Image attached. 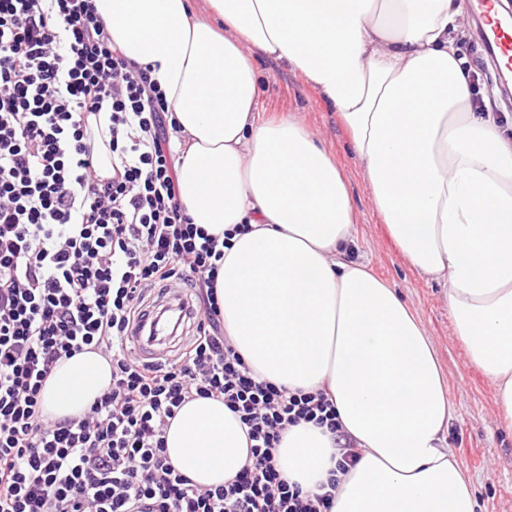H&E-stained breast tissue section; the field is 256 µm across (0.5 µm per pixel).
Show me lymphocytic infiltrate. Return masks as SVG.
<instances>
[{
	"mask_svg": "<svg viewBox=\"0 0 512 512\" xmlns=\"http://www.w3.org/2000/svg\"><path fill=\"white\" fill-rule=\"evenodd\" d=\"M108 113L100 178L89 117ZM162 90L112 42L93 0H0V512H330L336 485L282 478L288 427L337 432L328 393L291 392L248 368L224 334L217 236L192 224ZM192 288V344L166 366L128 338L148 288ZM100 352L110 387L83 417L52 420L41 390L60 360ZM220 398L251 460L200 487L165 455L183 403Z\"/></svg>",
	"mask_w": 512,
	"mask_h": 512,
	"instance_id": "1",
	"label": "lymphocytic infiltrate"
}]
</instances>
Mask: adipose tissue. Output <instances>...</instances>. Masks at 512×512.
Returning a JSON list of instances; mask_svg holds the SVG:
<instances>
[{"label":"adipose tissue","instance_id":"adipose-tissue-1","mask_svg":"<svg viewBox=\"0 0 512 512\" xmlns=\"http://www.w3.org/2000/svg\"><path fill=\"white\" fill-rule=\"evenodd\" d=\"M94 0L113 42L147 68L182 138V205L231 234L215 291L224 333L264 380L327 390L361 455L331 512H475L445 440L451 412L434 351L398 293L353 260L347 185L292 115L263 117L254 46L300 72L350 133L391 238L447 290L454 334L496 387L512 428V131L472 102L459 55L464 0ZM109 359L60 362L42 410L77 419L106 391ZM170 463L201 487L250 459L223 400L183 404ZM321 429L289 428L281 472L303 490L341 458Z\"/></svg>","mask_w":512,"mask_h":512}]
</instances>
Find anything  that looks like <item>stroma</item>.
<instances>
[{"instance_id":"stroma-1","label":"stroma","mask_w":512,"mask_h":512,"mask_svg":"<svg viewBox=\"0 0 512 512\" xmlns=\"http://www.w3.org/2000/svg\"><path fill=\"white\" fill-rule=\"evenodd\" d=\"M460 54L472 72L482 78L474 84V97L497 98L496 75L490 68L477 32L459 43ZM263 77L260 109L265 115L293 114L319 139L339 167L355 213V260L401 296L421 322L436 352L448 389L453 417L446 439L471 477L476 512H512V430L498 417L495 388L474 366L454 326L443 285L423 276L401 254L371 201L350 143V134L320 93L287 65L253 52Z\"/></svg>"}]
</instances>
